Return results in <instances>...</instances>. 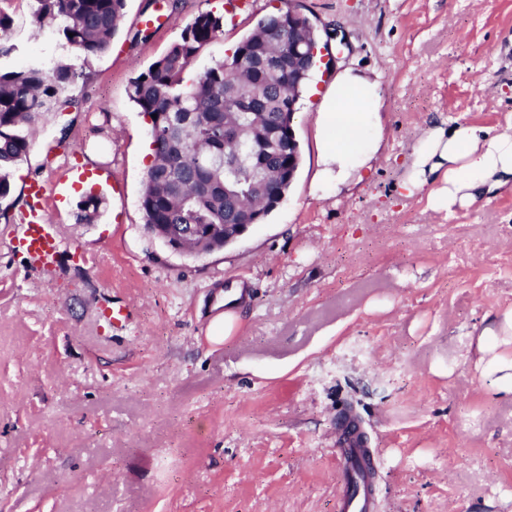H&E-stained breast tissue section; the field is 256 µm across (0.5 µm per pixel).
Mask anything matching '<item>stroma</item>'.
Instances as JSON below:
<instances>
[{"mask_svg": "<svg viewBox=\"0 0 512 512\" xmlns=\"http://www.w3.org/2000/svg\"><path fill=\"white\" fill-rule=\"evenodd\" d=\"M126 0L110 49L83 61L74 107L41 116L0 215V512H337L336 422L353 412L376 468L374 512H512V400L467 359L512 306V187L452 213L406 197L429 119L512 133V0H292L325 61L295 115L302 159L284 200L224 249L181 255L140 209L152 160L132 78L201 11L222 32L198 75L280 8ZM0 68L74 54L32 0ZM161 16L145 27L143 20ZM378 77L383 151L351 191H312L316 116L340 69ZM64 243L50 267L12 240L31 180ZM98 218L79 221L88 190ZM250 292L213 336L224 281ZM129 308L119 327L104 307Z\"/></svg>", "mask_w": 512, "mask_h": 512, "instance_id": "obj_1", "label": "stroma"}]
</instances>
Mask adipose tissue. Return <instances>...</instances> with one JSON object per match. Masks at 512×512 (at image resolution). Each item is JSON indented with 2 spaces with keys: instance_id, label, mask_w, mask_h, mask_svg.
<instances>
[{
  "instance_id": "adipose-tissue-1",
  "label": "adipose tissue",
  "mask_w": 512,
  "mask_h": 512,
  "mask_svg": "<svg viewBox=\"0 0 512 512\" xmlns=\"http://www.w3.org/2000/svg\"><path fill=\"white\" fill-rule=\"evenodd\" d=\"M379 83L355 69L337 73L322 97L316 124L321 140L315 191L350 190L378 160L382 148ZM512 184V135H489L467 124L431 126L414 148L404 183L425 194L435 211L468 207ZM512 307L503 310L470 344L474 366L497 395L512 399Z\"/></svg>"
}]
</instances>
